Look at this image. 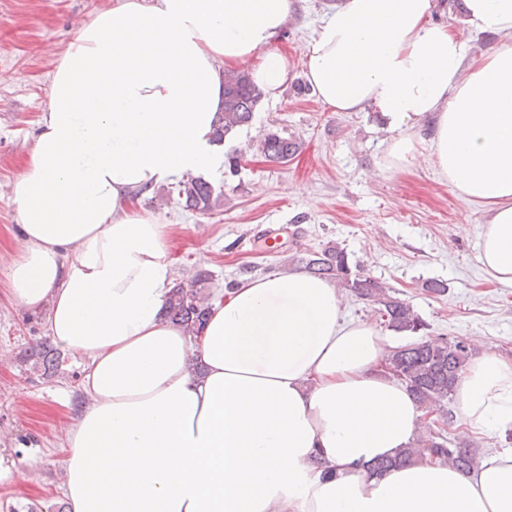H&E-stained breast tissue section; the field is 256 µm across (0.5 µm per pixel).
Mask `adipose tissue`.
<instances>
[{
	"label": "adipose tissue",
	"mask_w": 512,
	"mask_h": 512,
	"mask_svg": "<svg viewBox=\"0 0 512 512\" xmlns=\"http://www.w3.org/2000/svg\"><path fill=\"white\" fill-rule=\"evenodd\" d=\"M302 0H113L61 54L28 161L8 185L24 247L11 291L83 356L89 405L66 433L70 512H512V448L464 474L422 462L369 474L424 416L383 375L389 345L349 320L334 282L300 270L243 281L200 335L163 319L169 229L136 192L224 155L214 119L223 70L255 59L278 97L288 59L269 45ZM464 22L511 42L469 58L431 0H342L307 51L335 112L376 107L391 168L430 158L490 219L479 260L512 287V0H464ZM462 427L512 430V359L484 352L456 387Z\"/></svg>",
	"instance_id": "1"
}]
</instances>
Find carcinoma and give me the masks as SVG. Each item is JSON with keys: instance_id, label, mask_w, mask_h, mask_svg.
Instances as JSON below:
<instances>
[{"instance_id": "obj_1", "label": "carcinoma", "mask_w": 512, "mask_h": 512, "mask_svg": "<svg viewBox=\"0 0 512 512\" xmlns=\"http://www.w3.org/2000/svg\"><path fill=\"white\" fill-rule=\"evenodd\" d=\"M263 98V92L242 72H224V107L217 113V141L237 133L249 124ZM253 150L269 162L286 163L299 151L300 144L291 137L267 132L252 145ZM184 206L200 213L211 211L216 204L213 186L200 177L188 176L173 187ZM308 274L329 279L340 290L374 305L387 330L413 341L388 349L384 372L409 388L424 410L430 409L443 422L453 419L448 403L455 385L471 357L466 343L446 337L428 336L429 324L419 316L406 299L392 287L374 277L358 262H352L345 249L327 244L300 258ZM164 315L183 325L192 333L199 332L208 320L206 298L196 289L179 282L170 289L163 308ZM436 459L468 473L476 466L475 455L459 443H454L431 426H424L419 436L395 457L382 459L370 467V474L381 476L393 467Z\"/></svg>"}]
</instances>
